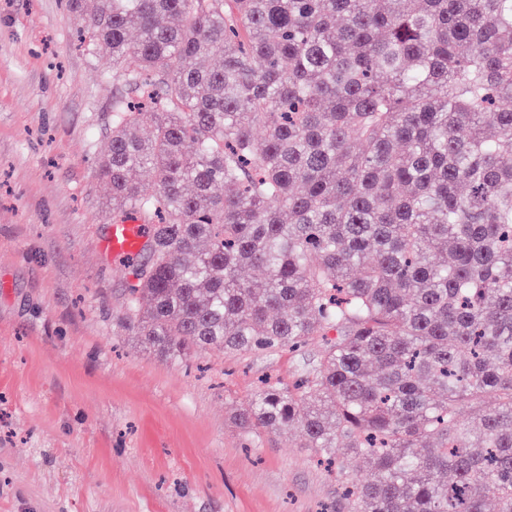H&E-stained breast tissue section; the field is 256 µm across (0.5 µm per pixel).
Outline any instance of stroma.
I'll return each instance as SVG.
<instances>
[{"label":"stroma","instance_id":"obj_1","mask_svg":"<svg viewBox=\"0 0 512 512\" xmlns=\"http://www.w3.org/2000/svg\"><path fill=\"white\" fill-rule=\"evenodd\" d=\"M63 0H0V512H345L342 481L299 432L232 424L265 377L288 383L323 343L201 370L116 319L128 275L103 248L112 190V60L70 42Z\"/></svg>","mask_w":512,"mask_h":512}]
</instances>
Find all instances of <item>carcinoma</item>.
Here are the masks:
<instances>
[{
	"mask_svg": "<svg viewBox=\"0 0 512 512\" xmlns=\"http://www.w3.org/2000/svg\"><path fill=\"white\" fill-rule=\"evenodd\" d=\"M83 2L98 174L150 231L122 327L179 363L333 331L243 437L360 459L346 512H512V0Z\"/></svg>",
	"mask_w": 512,
	"mask_h": 512,
	"instance_id": "carcinoma-1",
	"label": "carcinoma"
}]
</instances>
